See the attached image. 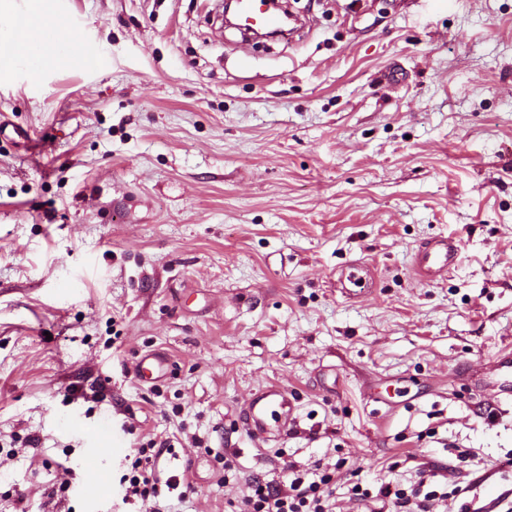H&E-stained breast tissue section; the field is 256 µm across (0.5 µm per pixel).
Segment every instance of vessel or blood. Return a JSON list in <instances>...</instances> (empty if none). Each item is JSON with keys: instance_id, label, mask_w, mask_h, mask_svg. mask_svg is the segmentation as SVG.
<instances>
[{"instance_id": "vessel-or-blood-1", "label": "vessel or blood", "mask_w": 512, "mask_h": 512, "mask_svg": "<svg viewBox=\"0 0 512 512\" xmlns=\"http://www.w3.org/2000/svg\"><path fill=\"white\" fill-rule=\"evenodd\" d=\"M239 15L263 29L282 26L281 16L268 9L265 0H241ZM460 255L459 240L444 237L419 247L413 254V264L419 278L431 283L445 278L457 266ZM374 276L370 266L353 262L340 270L338 282L341 287L361 293L371 287ZM169 366L166 355L150 353L140 357L133 372L138 381L152 383L162 378ZM474 387L487 413H496L502 402L512 401V352L500 354L487 371L476 374ZM240 423L256 442L287 438L294 426L287 389L272 385L253 392L241 410Z\"/></svg>"}]
</instances>
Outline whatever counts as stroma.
I'll return each instance as SVG.
<instances>
[{"instance_id":"stroma-1","label":"stroma","mask_w":512,"mask_h":512,"mask_svg":"<svg viewBox=\"0 0 512 512\" xmlns=\"http://www.w3.org/2000/svg\"><path fill=\"white\" fill-rule=\"evenodd\" d=\"M44 2L41 72L0 68V512H231L316 460L335 512L422 471L430 512H512V408L461 378L512 348V0H293L311 30L265 43L216 0ZM439 236L462 259L426 283ZM355 260L378 282L349 298ZM150 352L173 370L143 384ZM270 384L296 426L259 446ZM161 441L191 490L127 496ZM460 255V241L444 237L420 246L413 254V264L419 278L431 283L445 278L459 263ZM293 408L288 390L266 386L253 392L241 409L242 429L254 442L288 438L294 426Z\"/></svg>"}]
</instances>
